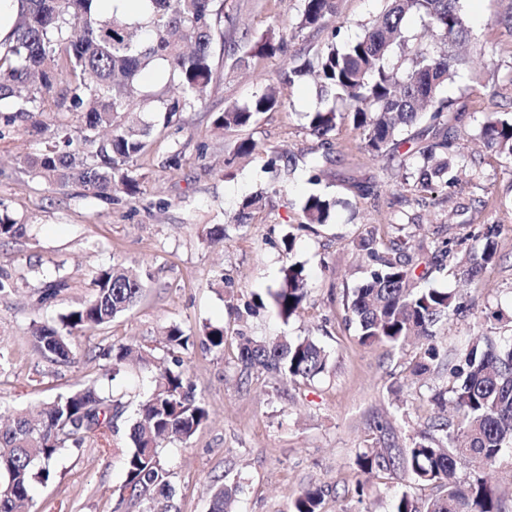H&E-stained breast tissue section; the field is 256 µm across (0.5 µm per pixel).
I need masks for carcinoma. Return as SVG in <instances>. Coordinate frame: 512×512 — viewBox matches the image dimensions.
I'll list each match as a JSON object with an SVG mask.
<instances>
[{"mask_svg":"<svg viewBox=\"0 0 512 512\" xmlns=\"http://www.w3.org/2000/svg\"><path fill=\"white\" fill-rule=\"evenodd\" d=\"M13 37L0 41V101L12 102L6 123L27 119L42 125L44 95L51 92L58 67L70 76L62 98V111L77 116L78 138L57 134L43 152L28 160L38 176L61 184L80 183L92 196L110 200L117 193L132 196L139 180L126 164L143 155L158 118L131 116V104L141 100L146 108L163 116L164 123L178 112L201 105L215 78L212 60L214 37L233 28L224 15V0H148L151 8L138 19L95 8L97 0H19ZM418 15L434 40L419 46L406 65L391 63L393 53L407 46L404 19ZM336 15V0H303L296 28H320ZM468 33L461 0H388L384 11L364 34L347 43L327 45L304 67L286 68L280 82L291 85L312 74L320 96L341 101L336 107L307 113L310 133L321 140L326 154L333 153L329 134L348 122L372 157L398 149V137L429 117L424 129L428 139L419 149L422 164L406 183L414 194L448 187L445 176L461 158L448 133V99L441 91L457 73L462 61L457 48ZM245 55L234 60L240 66L248 57H272L290 53L288 36L263 35L246 41ZM157 63L168 75L169 85L149 93L141 83L143 72ZM279 104L274 87L267 86L244 105H231L214 120L218 130H243L261 113ZM479 136L505 166L512 167V114L493 113L481 122ZM267 166L275 173L293 170V155L271 150ZM263 195L245 199L237 223L243 224L262 208ZM329 201L309 196L303 206L299 230L328 223ZM25 225L0 214V237L24 235ZM491 225L483 243L469 251L464 276L474 278L496 257ZM406 238L384 243L372 231L362 236L358 250L367 265L363 283L347 296L349 319L355 321L365 345L386 343L402 348L412 337L429 339L433 327L460 309L458 295L446 289L417 288L415 267L405 252ZM68 287L57 276L40 282L38 301L54 300ZM91 294L79 307L59 316L56 325L33 322L31 338L50 362L71 361L69 337L78 331L106 324L126 311L148 288L137 269L122 264L98 273ZM308 294L304 265L290 261L280 271L278 284L257 297L253 308L268 307L283 323L297 315ZM201 344L207 351L222 352L224 326L205 323ZM191 336L177 325L167 329L169 350L187 349ZM238 360L245 371L271 373L292 382H311L325 374L332 355L312 337L279 336L258 341L238 336ZM150 364V353L137 345L112 348V362L120 367L130 358ZM437 357L429 347L414 362L411 373L430 372ZM439 411L453 405L452 417L436 416L432 431L420 435L408 448H367L356 458L362 475H396L415 485H435L442 494L419 504L408 492L392 497L389 512H505V495L481 477L466 484L454 480L462 460L477 468L496 465L512 452V339L483 336L468 344L458 363L448 367V383L431 396ZM112 396L95 383L77 385L65 395L43 404L37 416L18 413L0 420V512H35L32 486L52 476L59 454L67 447L82 448L88 441L112 447L114 410ZM205 404L196 400L183 360L153 376L149 393L138 401L136 421L130 429L131 447L123 455L124 488L142 506V512H172L173 490L165 478L159 448L172 440H190L207 422ZM239 486L222 484L213 492L209 512H232ZM326 489L310 485L295 496L288 512H323Z\"/></svg>","mask_w":512,"mask_h":512,"instance_id":"1","label":"carcinoma"}]
</instances>
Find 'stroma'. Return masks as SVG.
Returning <instances> with one entry per match:
<instances>
[{
  "instance_id": "35a3bbf8",
  "label": "stroma",
  "mask_w": 512,
  "mask_h": 512,
  "mask_svg": "<svg viewBox=\"0 0 512 512\" xmlns=\"http://www.w3.org/2000/svg\"><path fill=\"white\" fill-rule=\"evenodd\" d=\"M386 0H336V14L324 28L295 32L292 55L253 57L237 68L214 47L215 78L202 106L173 116L158 128L146 154L131 164L139 178L135 196L103 201L76 183L64 186L32 176L23 165L45 146L29 122L0 123V207L26 225L20 239L0 240V352L8 362L0 373V414L33 410L94 380L123 404L133 405L150 386L153 368L129 366L112 372V347L137 344L151 349L155 365L171 354L165 327L197 330L223 326V353L194 347L182 358L209 412V420L188 442L160 448L178 512H208L210 487L240 482V512H287L291 498L312 484L326 486L325 512H388L390 495L404 490L424 501L436 494L384 474L372 479L367 497L353 492L359 452L386 442L409 446L427 429L437 409L429 401L444 379L436 373L413 377L409 365L421 344L401 349L364 345L347 320L346 293L361 283L365 266L356 248L369 228L388 237L403 225L412 242L447 241L450 259L419 265L421 288L458 292L465 311L437 326L440 353L455 354L478 334L512 336V170L477 138L490 112H512V29L503 24L512 0H462L469 29L466 61L444 94L463 120L459 150L464 165L453 169L454 187L418 202L405 198L403 182L419 164V141L377 160L364 152L350 124L330 135L325 153L307 128V112L320 107L312 77L296 80L282 102L242 131H218L216 113L245 104L294 59H311L331 40L349 42L363 34ZM301 0H224L236 32L253 36L294 31ZM290 151L294 173L279 193L263 156L233 158L236 143ZM178 169L167 166L171 154ZM232 166H225V159ZM261 194L263 206L247 223H236L242 200ZM319 194L332 204L328 224L297 232L294 253L283 241L302 219L306 198ZM498 223L497 257L482 274L464 280L460 262L485 227ZM226 228L223 245L207 240L210 227ZM304 263L309 292L294 319L282 323L269 310L237 320L233 307L275 287L288 260ZM122 263L136 267L148 287L142 299L111 322L80 332L72 340L73 360L54 364L35 349L32 322L56 323L90 293L100 270ZM63 276L69 286L49 305H38L33 288L45 277ZM256 339L287 334L312 336L329 349V372L311 384L284 383L268 373H244L237 360V336ZM130 418L116 420L110 452L85 447L64 451L54 477L36 485L38 512H141L123 490L124 451Z\"/></svg>"
}]
</instances>
